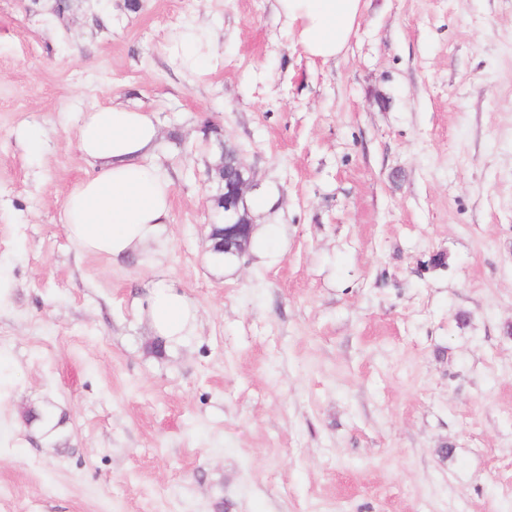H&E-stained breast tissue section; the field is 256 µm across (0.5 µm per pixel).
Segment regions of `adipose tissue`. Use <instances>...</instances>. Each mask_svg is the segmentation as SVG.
Masks as SVG:
<instances>
[{
	"label": "adipose tissue",
	"mask_w": 512,
	"mask_h": 512,
	"mask_svg": "<svg viewBox=\"0 0 512 512\" xmlns=\"http://www.w3.org/2000/svg\"><path fill=\"white\" fill-rule=\"evenodd\" d=\"M307 57L329 62L345 49L361 0H276ZM158 127L152 113L119 104L98 106L79 118L78 149L90 173L76 182L64 205L68 236L85 252L143 255L169 234L172 181L152 162ZM155 335L179 342L195 326L188 299L156 283L146 314Z\"/></svg>",
	"instance_id": "obj_1"
}]
</instances>
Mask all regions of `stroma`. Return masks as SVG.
<instances>
[{
  "label": "stroma",
  "mask_w": 512,
  "mask_h": 512,
  "mask_svg": "<svg viewBox=\"0 0 512 512\" xmlns=\"http://www.w3.org/2000/svg\"><path fill=\"white\" fill-rule=\"evenodd\" d=\"M93 2L0 0V512H512V0H362L328 63L275 0ZM112 104L174 180L149 260L61 222ZM208 121L268 205L224 268ZM159 281L196 311L160 355Z\"/></svg>",
  "instance_id": "35a3bbf8"
}]
</instances>
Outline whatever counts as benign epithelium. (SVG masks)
Returning a JSON list of instances; mask_svg holds the SVG:
<instances>
[{"label": "benign epithelium", "mask_w": 512, "mask_h": 512, "mask_svg": "<svg viewBox=\"0 0 512 512\" xmlns=\"http://www.w3.org/2000/svg\"><path fill=\"white\" fill-rule=\"evenodd\" d=\"M208 182L215 187L211 201L222 215L221 225H211L208 239H218L224 259L242 258L254 228L246 194L255 187L251 171L236 157L224 165L208 167Z\"/></svg>", "instance_id": "7a95c632"}]
</instances>
